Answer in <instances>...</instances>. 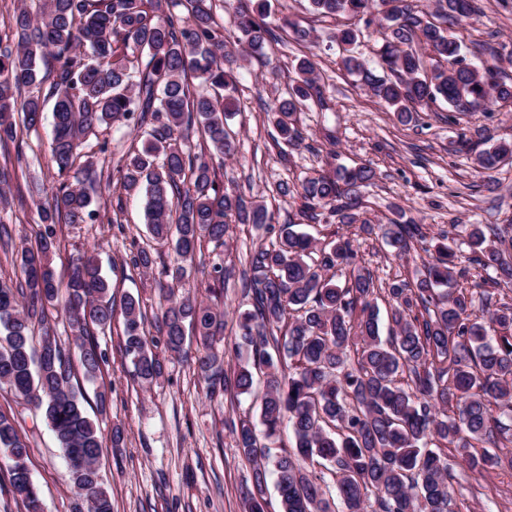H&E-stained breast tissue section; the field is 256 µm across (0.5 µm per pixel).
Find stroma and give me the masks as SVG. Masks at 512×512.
I'll list each match as a JSON object with an SVG mask.
<instances>
[{
	"label": "stroma",
	"mask_w": 512,
	"mask_h": 512,
	"mask_svg": "<svg viewBox=\"0 0 512 512\" xmlns=\"http://www.w3.org/2000/svg\"><path fill=\"white\" fill-rule=\"evenodd\" d=\"M269 2L272 18L291 14L313 29L322 48L316 77L325 103L310 104L298 114L303 141L299 147L281 149L274 141L267 105L295 80L294 65L301 50L294 44L272 46L265 58L244 64L238 112L230 121L238 134V153L218 167V181L246 198L263 200L280 225L287 223L300 201L293 194H272L273 184L285 181L295 186L317 171L371 165L377 178L365 193L358 221L340 230L380 284L414 280L444 235L459 243L460 267L477 276L480 267L472 262L463 241L470 225L512 222V164L484 170L477 166L475 155L499 142L512 143V102L497 103L490 112H457L440 99L415 113L412 122H400L341 68L337 51L329 47L333 27L312 14L308 0ZM478 4L481 12L470 25H454L450 31L475 63L480 60L475 43L490 42L500 53L505 73L512 76V0H478ZM52 122L51 110H44L36 129L22 131L15 143L0 148V166L14 167L20 154L28 161L27 167L17 169L10 185L9 206L0 210V222L8 224L12 234L9 245L0 244V280L8 283L21 279L20 254L34 246L42 227V201L31 189L37 183L48 189L56 184L50 152ZM330 132L336 136L332 148L326 143ZM101 141L108 143V153H99ZM134 142L127 130L101 128L88 137L85 150L97 170L112 175ZM93 207L94 221L58 225V244L50 262L56 277L64 281L76 258L95 255L112 285V326L96 335L107 361L95 381L79 375L73 384L85 396L86 409L103 439L109 441L113 426L124 429L123 442L105 447L99 462L113 512H245L241 489L250 483L253 466L238 451L230 425L246 414L258 418L259 403L227 392L210 394L192 361L165 349L155 328L162 314L155 290L160 274L144 272L130 261L133 252L150 242L142 197L115 184ZM399 210L420 224L424 234L403 259L381 236L362 228L363 223H378ZM270 240L265 229L233 225L223 245L209 243L196 254L194 270L180 287L204 301L212 288L223 287L226 347L236 342V310L249 306L242 288L248 256ZM220 266L229 271L222 282L215 274ZM128 295L141 301L147 335L162 364L161 377L150 385L133 378L123 352V300ZM0 412L14 419L28 443V468L43 512H88L85 498L68 480L63 452L41 413L3 385ZM449 461L457 476L459 512H512L511 471L503 468L482 478L457 456Z\"/></svg>",
	"instance_id": "1"
}]
</instances>
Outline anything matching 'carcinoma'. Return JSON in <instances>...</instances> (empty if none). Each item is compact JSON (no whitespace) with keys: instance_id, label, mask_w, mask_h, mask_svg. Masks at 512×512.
<instances>
[{"instance_id":"cac0c4a2","label":"carcinoma","mask_w":512,"mask_h":512,"mask_svg":"<svg viewBox=\"0 0 512 512\" xmlns=\"http://www.w3.org/2000/svg\"><path fill=\"white\" fill-rule=\"evenodd\" d=\"M322 18L348 16L363 26L336 29L342 67L402 120L441 98L457 112L512 101V83L502 80L495 52L478 64L465 62L462 44L444 23H466L478 15L476 0H434L432 17L412 0H309ZM219 0H44L32 11L18 0L8 17L11 36L0 38V147L42 117L39 89L48 83L54 99L52 160L58 186L43 209L37 246L21 254L23 282H0V384L40 411L70 462L69 471L89 512H112L101 486L99 459L104 443L72 385L69 356L45 321L47 305L64 299V312L80 343L84 377L96 378L106 362L92 329L112 323L110 285L92 256L73 263L67 282L55 278L49 255L58 224H82L95 217L91 191L93 163L82 154L87 136L102 126L133 127L143 137L117 169L127 191H144L145 220L153 238L176 232L175 259L163 266L158 282L164 305L158 332L165 348L188 353L186 328L200 342L193 364L211 392L252 394L255 374L263 376L260 418L263 435L274 437L283 423L294 446L272 457L251 420L231 426L236 446L253 464L245 486L247 512H264L267 467L273 466L280 512H455L454 475L446 448L454 449L471 471L482 476L512 469V454L474 452L475 445L502 439L512 445V304L487 317L474 316L475 301L486 306L494 293L481 284L512 286V252L472 227L469 251L487 273L470 287L444 290L458 278L457 253L442 238L415 282L391 283L394 301L389 336L382 339L374 302V275L362 264L348 237L320 243L293 230L296 219L353 224L365 190L374 184L370 166L316 172L294 191L286 182L277 194L295 192L302 201L297 218L277 228L269 244L249 256L246 291L251 308L237 312L241 342L236 363L224 368V310L174 284L190 276L195 254L206 238L218 245L230 224L266 225L273 215L257 199L224 187L213 159L238 152L228 119L234 115L243 56L228 46L245 45L261 57L266 46L288 35L316 49L313 30L284 15L271 25L268 0H242L228 29L216 20ZM381 36L377 50L382 73L369 69L357 52L367 30ZM150 58L142 63L143 51ZM52 52L57 65L40 74L39 62ZM313 52L300 59L299 79L288 97L269 107L279 137L289 146L302 140L293 116L321 97ZM512 158V143L477 156L484 169ZM83 173L68 181L71 171ZM398 257L407 256L419 232L412 221L377 225ZM124 353L133 376L151 384L162 365L151 351L139 302L124 303ZM41 327L38 345L32 344ZM0 451L12 460L9 484L25 512H42L27 460L29 447L11 420L0 413ZM332 475L336 496L324 475Z\"/></svg>"}]
</instances>
